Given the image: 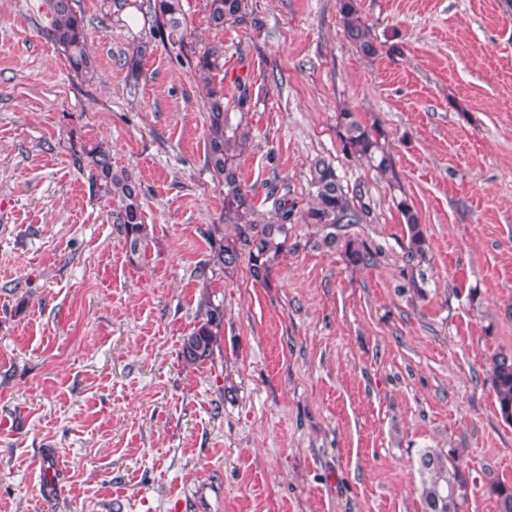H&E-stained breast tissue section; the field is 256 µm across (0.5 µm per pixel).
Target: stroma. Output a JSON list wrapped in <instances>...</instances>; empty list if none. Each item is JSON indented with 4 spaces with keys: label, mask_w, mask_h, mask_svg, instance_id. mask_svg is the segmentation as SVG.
Returning <instances> with one entry per match:
<instances>
[{
    "label": "stroma",
    "mask_w": 512,
    "mask_h": 512,
    "mask_svg": "<svg viewBox=\"0 0 512 512\" xmlns=\"http://www.w3.org/2000/svg\"><path fill=\"white\" fill-rule=\"evenodd\" d=\"M182 0L195 46H224V104L246 119L238 173L261 213L330 159L371 213L350 266L291 225L268 281L248 262L197 276L232 238L205 166V90L151 36L146 0H76L97 74L71 70L46 0H0V512H423L419 458L455 451L461 512H498L512 426L492 356L512 350V0H358L381 50L346 40L337 0H249L215 33ZM147 43L142 77L124 61ZM246 106H238L240 95ZM350 108L396 177L344 146ZM106 142L139 186L148 258L130 262L120 198L92 189L73 139ZM431 242L424 297L400 293V200ZM211 361L184 366L204 302Z\"/></svg>",
    "instance_id": "stroma-1"
}]
</instances>
